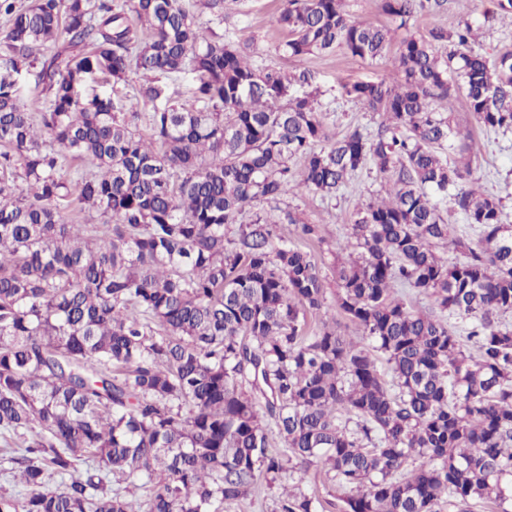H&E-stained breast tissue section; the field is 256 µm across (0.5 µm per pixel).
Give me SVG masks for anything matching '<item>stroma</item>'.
<instances>
[{
    "mask_svg": "<svg viewBox=\"0 0 512 512\" xmlns=\"http://www.w3.org/2000/svg\"><path fill=\"white\" fill-rule=\"evenodd\" d=\"M280 4L281 0H241L233 25L221 26L220 32L233 40L249 43L255 65H272L285 70L304 67L310 74V82L296 84L293 91L316 93L332 139L342 138L355 128L367 135L376 134L380 117L349 99L343 87L357 81L377 82L390 78V62L371 63L338 51L315 55L304 64H296L278 50L285 39L277 24ZM494 9L493 0H448L445 10L418 16L411 21L410 28L424 34L436 27L453 29L466 19L477 21L480 37L472 50L492 60L502 51L512 49V19L495 14ZM452 107L460 128L472 133L473 148L469 154L472 181L483 192L500 199L504 212L512 218V132L494 133L478 126L463 98H454ZM384 187V177L369 165L352 176L336 196L323 200L303 192L285 195L278 202L280 208L293 211L303 222L317 225L324 239L315 255L325 285V310L335 316L342 334L350 337L356 336L357 330L340 315L336 305L335 254L348 236L352 213L383 194Z\"/></svg>",
    "mask_w": 512,
    "mask_h": 512,
    "instance_id": "obj_1",
    "label": "stroma"
}]
</instances>
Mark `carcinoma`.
<instances>
[{
  "label": "carcinoma",
  "instance_id": "obj_1",
  "mask_svg": "<svg viewBox=\"0 0 512 512\" xmlns=\"http://www.w3.org/2000/svg\"><path fill=\"white\" fill-rule=\"evenodd\" d=\"M236 2L0 0V441L27 490L0 487V512H221L262 478L283 480L276 512H316L288 488L311 466L344 512H509L512 230L498 199L448 197L471 169L437 149L470 145L431 102L461 91L481 127L512 131V51L472 53L465 22L393 53L395 30L344 0H281L295 62L391 58L394 84L344 85L386 117L380 131L332 142L314 95H288L306 71L255 66L196 24V9L224 24ZM380 3L401 29L447 0ZM38 63L49 100L33 112L15 76ZM186 69L197 99L150 85V112L90 86ZM369 163L387 198L356 209V257L337 267L355 341L308 322L324 286L314 249L278 233L295 215L243 213L297 190L330 197ZM448 203L477 241L445 222ZM85 213L101 223H73ZM134 474L152 486L144 502L112 488Z\"/></svg>",
  "mask_w": 512,
  "mask_h": 512
}]
</instances>
